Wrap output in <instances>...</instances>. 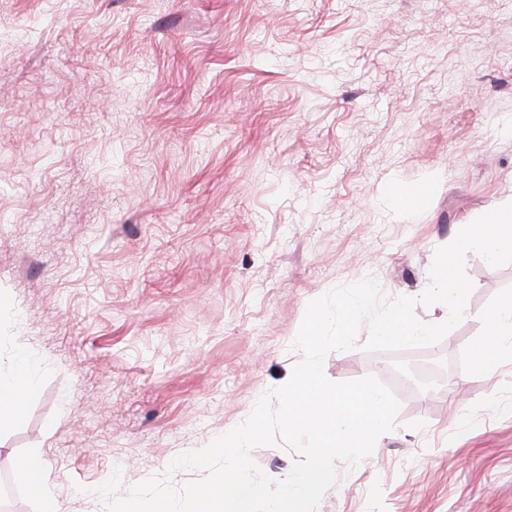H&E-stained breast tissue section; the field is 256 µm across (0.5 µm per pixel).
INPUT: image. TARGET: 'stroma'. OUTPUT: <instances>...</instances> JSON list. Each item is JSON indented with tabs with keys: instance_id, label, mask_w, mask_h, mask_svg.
Listing matches in <instances>:
<instances>
[{
	"instance_id": "stroma-1",
	"label": "stroma",
	"mask_w": 512,
	"mask_h": 512,
	"mask_svg": "<svg viewBox=\"0 0 512 512\" xmlns=\"http://www.w3.org/2000/svg\"><path fill=\"white\" fill-rule=\"evenodd\" d=\"M433 190L412 209L390 191ZM512 195V0H0V368L36 390L56 512H105L288 380L308 303L418 296L437 248ZM437 344L323 362L401 402L317 512H512V363L472 375L512 264ZM273 480L301 452L252 450Z\"/></svg>"
}]
</instances>
